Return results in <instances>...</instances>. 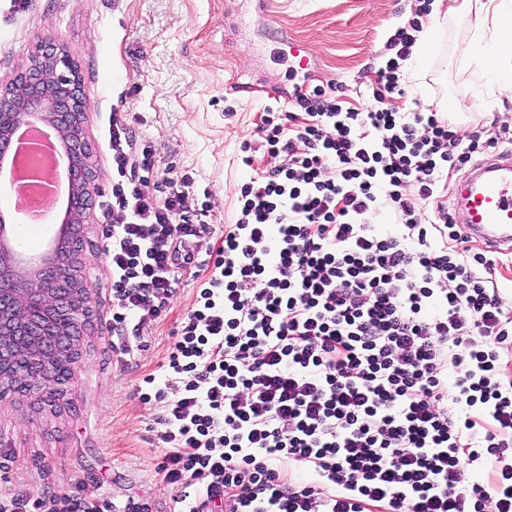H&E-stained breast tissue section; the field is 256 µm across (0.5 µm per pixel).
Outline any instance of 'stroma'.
<instances>
[{
  "instance_id": "1",
  "label": "stroma",
  "mask_w": 512,
  "mask_h": 512,
  "mask_svg": "<svg viewBox=\"0 0 512 512\" xmlns=\"http://www.w3.org/2000/svg\"><path fill=\"white\" fill-rule=\"evenodd\" d=\"M417 0H29L15 9L0 0V87L45 44H60L76 63L88 104L85 135L98 179L84 258L93 309L82 362L63 401L35 410L12 394L0 397V494L42 497L68 492L117 506L150 502L153 512H176L174 493L158 465L161 408L142 403V379L156 371L191 308L201 280L181 270L166 317L154 324L130 361L112 350V288L101 201L112 186L108 129L126 116L137 145L154 149L159 167L192 176L207 192L204 248L223 244L237 217L238 189L265 168L257 125L274 88L343 83L351 108L374 102L366 87L376 77L386 40L412 17ZM480 16L430 14L436 45L422 78L407 80L400 111L455 101L459 135L476 124L512 131V56L496 64V83L480 77L483 59L463 61L458 46ZM300 55H293L291 45ZM307 64H300V56ZM242 90L228 95L227 79ZM492 104L471 110L475 96ZM254 162L245 165L244 144Z\"/></svg>"
}]
</instances>
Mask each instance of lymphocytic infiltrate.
I'll return each mask as SVG.
<instances>
[{"mask_svg":"<svg viewBox=\"0 0 512 512\" xmlns=\"http://www.w3.org/2000/svg\"><path fill=\"white\" fill-rule=\"evenodd\" d=\"M432 0L390 33L368 90L295 88L265 106L268 168L242 184L215 255L196 261L188 176L146 196L155 173L113 118L105 253L112 326L134 336L174 294L177 269L206 277L143 403L163 406L158 470L181 512H512V312L495 263L472 251L444 177L512 136H459L448 113L398 111L403 69ZM304 121H297L296 110ZM391 212L400 229L372 224ZM293 460L315 482L292 481ZM492 469L471 481L473 463ZM67 493L0 495V512H103Z\"/></svg>","mask_w":512,"mask_h":512,"instance_id":"lymphocytic-infiltrate-1","label":"lymphocytic infiltrate"}]
</instances>
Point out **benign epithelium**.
Returning a JSON list of instances; mask_svg holds the SVG:
<instances>
[{
  "label": "benign epithelium",
  "instance_id": "1",
  "mask_svg": "<svg viewBox=\"0 0 512 512\" xmlns=\"http://www.w3.org/2000/svg\"><path fill=\"white\" fill-rule=\"evenodd\" d=\"M84 115L75 64L53 44L0 88V146L22 123L43 125L60 135L69 173L67 219L43 253L20 252L18 228L0 220V396L38 410L64 397L92 322L82 250L97 171Z\"/></svg>",
  "mask_w": 512,
  "mask_h": 512
}]
</instances>
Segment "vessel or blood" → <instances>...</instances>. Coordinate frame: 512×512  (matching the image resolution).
Instances as JSON below:
<instances>
[{
    "mask_svg": "<svg viewBox=\"0 0 512 512\" xmlns=\"http://www.w3.org/2000/svg\"><path fill=\"white\" fill-rule=\"evenodd\" d=\"M467 234L495 251L512 252V152L476 162L454 200Z\"/></svg>",
    "mask_w": 512,
    "mask_h": 512,
    "instance_id": "vessel-or-blood-1",
    "label": "vessel or blood"
}]
</instances>
